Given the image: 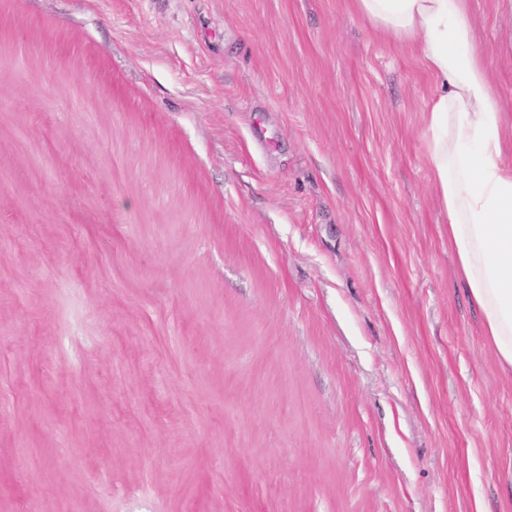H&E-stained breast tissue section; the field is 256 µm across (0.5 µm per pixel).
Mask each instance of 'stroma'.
Here are the masks:
<instances>
[{
    "label": "stroma",
    "instance_id": "obj_1",
    "mask_svg": "<svg viewBox=\"0 0 512 512\" xmlns=\"http://www.w3.org/2000/svg\"><path fill=\"white\" fill-rule=\"evenodd\" d=\"M436 89L351 0H0V512H512Z\"/></svg>",
    "mask_w": 512,
    "mask_h": 512
}]
</instances>
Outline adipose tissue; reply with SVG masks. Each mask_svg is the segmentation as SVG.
<instances>
[{
  "instance_id": "1",
  "label": "adipose tissue",
  "mask_w": 512,
  "mask_h": 512,
  "mask_svg": "<svg viewBox=\"0 0 512 512\" xmlns=\"http://www.w3.org/2000/svg\"><path fill=\"white\" fill-rule=\"evenodd\" d=\"M375 31L417 46L438 91L426 156L457 276L503 373L512 374V165L507 114L467 18V0H352Z\"/></svg>"
}]
</instances>
